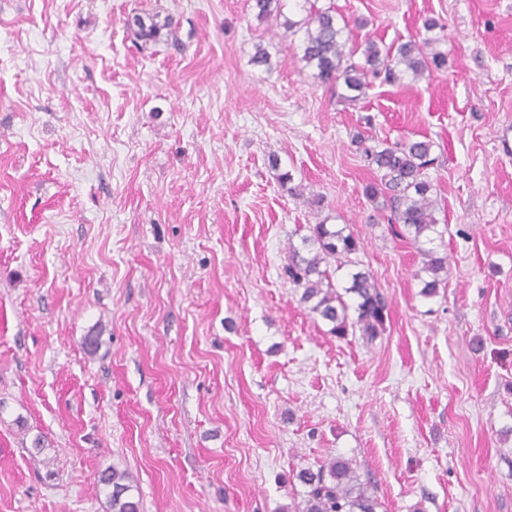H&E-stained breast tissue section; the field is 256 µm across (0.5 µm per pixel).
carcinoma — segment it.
<instances>
[{
  "instance_id": "carcinoma-1",
  "label": "carcinoma",
  "mask_w": 512,
  "mask_h": 512,
  "mask_svg": "<svg viewBox=\"0 0 512 512\" xmlns=\"http://www.w3.org/2000/svg\"><path fill=\"white\" fill-rule=\"evenodd\" d=\"M257 17L268 19L281 14L283 0H253ZM302 12L298 20L286 18L289 32L302 33L301 59L316 70L315 77L323 83L343 81L349 99L356 100L370 85L369 77L384 75L391 82L401 74L416 79L429 66L439 69L445 59L438 52H426L430 45L406 42L396 50L381 51L373 41L362 50L365 67L348 62L344 38L347 25L337 22L331 7L320 0H295ZM128 24L137 27L136 35L144 40L159 36L161 26L154 18L136 14ZM368 164L376 169L378 179L365 187L369 198H383L389 210L387 223L397 236L410 237L417 244L432 243L438 233L435 217L434 184L429 178L438 157L433 155V142L415 140L405 143L377 141L363 149ZM360 244L345 228L335 224H314L300 236V245L289 244L288 263L283 268L288 282L300 290V302L330 326L329 333L343 338L351 331L373 339L380 334L388 317V302L376 281L367 271L348 275L342 286L334 281L333 264L359 251ZM423 257L421 294L432 298L448 279V257L432 248L420 249ZM296 479L305 487L302 507L298 512H377L380 502L360 479L351 460L332 457L317 470L302 469ZM125 473L116 469L105 471L98 483L112 488L109 493L111 512H140V502L129 496Z\"/></svg>"
}]
</instances>
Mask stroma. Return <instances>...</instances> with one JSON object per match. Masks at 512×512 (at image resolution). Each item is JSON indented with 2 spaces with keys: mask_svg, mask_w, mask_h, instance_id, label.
<instances>
[{
  "mask_svg": "<svg viewBox=\"0 0 512 512\" xmlns=\"http://www.w3.org/2000/svg\"><path fill=\"white\" fill-rule=\"evenodd\" d=\"M332 3L352 62L432 37L446 66L348 101L253 0H0V512H109L112 468L140 512H294L334 456L380 512H512V0ZM359 135L434 144L435 297ZM322 221L388 301L374 339L282 274ZM423 257L422 271L427 278H421L420 293L426 298L435 297L442 284L448 279V257L441 255L433 248H419Z\"/></svg>",
  "mask_w": 512,
  "mask_h": 512,
  "instance_id": "obj_1",
  "label": "stroma"
}]
</instances>
